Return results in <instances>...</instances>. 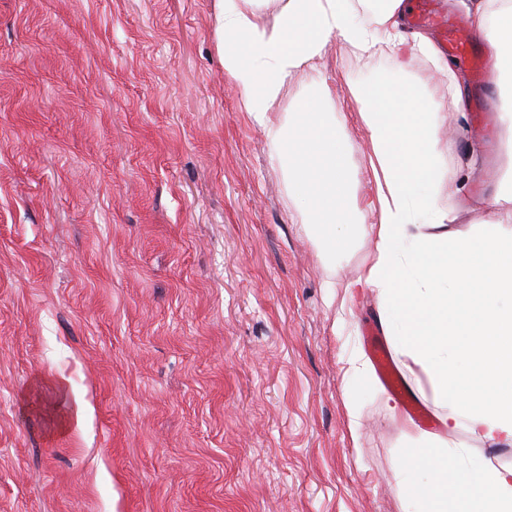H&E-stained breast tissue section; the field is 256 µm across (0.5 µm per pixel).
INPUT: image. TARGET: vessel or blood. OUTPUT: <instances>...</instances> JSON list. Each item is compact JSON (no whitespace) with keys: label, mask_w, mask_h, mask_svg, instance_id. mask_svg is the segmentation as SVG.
I'll use <instances>...</instances> for the list:
<instances>
[{"label":"vessel or blood","mask_w":512,"mask_h":512,"mask_svg":"<svg viewBox=\"0 0 512 512\" xmlns=\"http://www.w3.org/2000/svg\"><path fill=\"white\" fill-rule=\"evenodd\" d=\"M409 21L437 28L445 50L470 64L476 82L485 80L490 68L489 60L474 52L472 41L461 34V22L441 16L435 10L433 0H416ZM367 345L372 361L388 389L402 399L413 418L426 419L425 410L415 402L404 380L394 369L387 346L372 332L367 335Z\"/></svg>","instance_id":"vessel-or-blood-1"}]
</instances>
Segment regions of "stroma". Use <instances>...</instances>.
Masks as SVG:
<instances>
[{"instance_id":"1","label":"stroma","mask_w":512,"mask_h":512,"mask_svg":"<svg viewBox=\"0 0 512 512\" xmlns=\"http://www.w3.org/2000/svg\"><path fill=\"white\" fill-rule=\"evenodd\" d=\"M214 0H0V512H404L424 436L343 380L377 323L320 253L217 50ZM394 61L334 39L321 76L376 183L357 95ZM454 122L466 182L512 168ZM82 408L61 427L54 383Z\"/></svg>"}]
</instances>
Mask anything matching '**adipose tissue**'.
Instances as JSON below:
<instances>
[{
	"mask_svg": "<svg viewBox=\"0 0 512 512\" xmlns=\"http://www.w3.org/2000/svg\"><path fill=\"white\" fill-rule=\"evenodd\" d=\"M214 10L224 75L247 111L266 117L288 79L310 73L302 108L279 121L266 117L270 160L328 278L350 247L372 238L354 285L376 293L379 324L409 388L429 398L443 429L468 437L443 449L429 436L402 456L412 512H512V464L490 457L512 447V170L488 195L461 200L463 170L439 138L449 113L435 105L428 81L410 78L409 63L422 54L447 74L458 114L461 79L427 34H405L404 0H214ZM475 27L494 61L495 88L511 91L512 0H481ZM336 37L363 50L385 44L396 62L360 88L376 181L364 199L355 192L358 143L318 74ZM470 207L486 220L460 224ZM368 211L378 223H365ZM419 465L431 481L413 482Z\"/></svg>",
	"mask_w": 512,
	"mask_h": 512,
	"instance_id": "1",
	"label": "adipose tissue"
}]
</instances>
